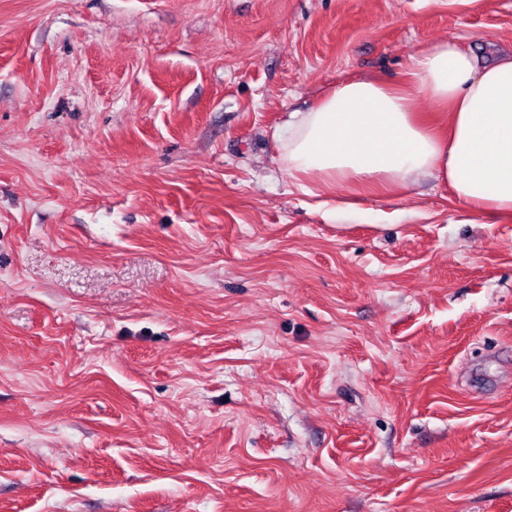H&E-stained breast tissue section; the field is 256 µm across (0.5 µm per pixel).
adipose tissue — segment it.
Here are the masks:
<instances>
[{"mask_svg":"<svg viewBox=\"0 0 512 512\" xmlns=\"http://www.w3.org/2000/svg\"><path fill=\"white\" fill-rule=\"evenodd\" d=\"M446 110L447 132L415 108ZM289 172L332 187H408L429 176L479 214H512V56L490 65L454 41L421 50L400 84L355 79L275 131Z\"/></svg>","mask_w":512,"mask_h":512,"instance_id":"obj_1","label":"adipose tissue"}]
</instances>
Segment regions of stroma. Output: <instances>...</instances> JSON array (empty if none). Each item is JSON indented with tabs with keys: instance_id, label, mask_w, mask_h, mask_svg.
<instances>
[{
	"instance_id": "stroma-1",
	"label": "stroma",
	"mask_w": 512,
	"mask_h": 512,
	"mask_svg": "<svg viewBox=\"0 0 512 512\" xmlns=\"http://www.w3.org/2000/svg\"><path fill=\"white\" fill-rule=\"evenodd\" d=\"M512 0H0V512H512V216L273 137Z\"/></svg>"
}]
</instances>
